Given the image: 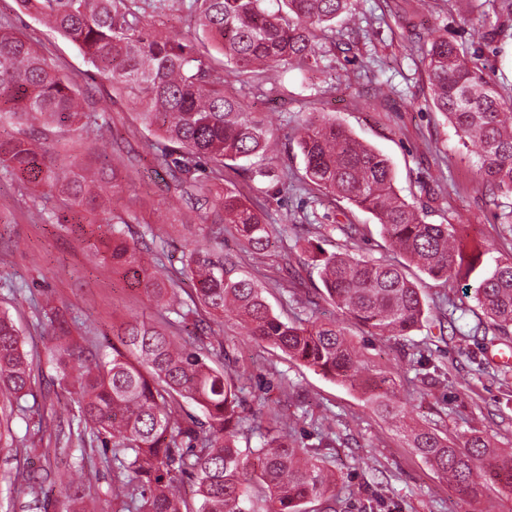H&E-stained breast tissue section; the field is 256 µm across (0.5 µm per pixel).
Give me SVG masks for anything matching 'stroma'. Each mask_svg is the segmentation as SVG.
I'll use <instances>...</instances> for the list:
<instances>
[{
	"label": "stroma",
	"instance_id": "stroma-1",
	"mask_svg": "<svg viewBox=\"0 0 512 512\" xmlns=\"http://www.w3.org/2000/svg\"><path fill=\"white\" fill-rule=\"evenodd\" d=\"M485 10L502 24L492 43L470 39L463 20L471 15L472 0H356L354 13L338 19L333 32L319 40L320 71L283 70L271 80L224 70L225 87L239 94L278 143L275 155L254 162L253 173L225 174L264 203L265 219L274 229L271 244L262 259H254L228 224L225 255L264 286L282 319L342 321L365 368L392 379L401 407V420L388 419L362 390L254 341L236 320L225 319L224 367L242 377L246 424L280 418L298 446L318 452L341 477L336 512H512L511 486L489 477L478 497H465L408 441L412 427L454 439L477 430L496 448L512 451V365L496 358L512 349V334L492 330L461 284L416 270L411 276L429 306L421 328L386 338L347 319L324 295L313 251L370 260L390 254L370 213L319 194L305 175L297 145L303 120L327 113L389 159L397 187L427 223L455 225L463 260L477 256L489 266L494 258L512 256V232L499 223L484 194L475 148L464 147L455 129L428 105L422 62L429 34H447L486 65L504 95H512V16H503L501 0H487ZM3 22L25 32L60 73L104 108L103 139L125 162L114 212L133 234L151 231L162 262L180 267L186 225L210 227L211 209L177 190L155 135L132 106L113 99L72 42L23 14L17 0H0ZM55 208V198L31 194L0 171V309L15 320L25 349L39 357L29 411L13 421V447H0V512L61 510L60 487L52 475L65 466L57 435L67 425L71 405L42 357L52 329L37 303L54 299L90 338L111 334L135 318L158 322L165 315L142 290L128 287L92 256L90 225L54 223ZM346 224L358 225L359 236L348 237L342 230ZM30 448L39 449L37 458L27 459ZM34 475L44 478L36 496L27 488Z\"/></svg>",
	"mask_w": 512,
	"mask_h": 512
}]
</instances>
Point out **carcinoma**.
Segmentation results:
<instances>
[{
    "instance_id": "carcinoma-1",
    "label": "carcinoma",
    "mask_w": 512,
    "mask_h": 512,
    "mask_svg": "<svg viewBox=\"0 0 512 512\" xmlns=\"http://www.w3.org/2000/svg\"><path fill=\"white\" fill-rule=\"evenodd\" d=\"M191 0L201 34L166 35L157 28L168 0H19L22 10L45 21L76 43L109 84L113 96L139 108L141 123L166 142L162 157L174 168L176 186L208 191L219 227L212 245L186 247L181 271L159 266L160 259L130 225L114 221L112 195L118 187L116 164L99 147L100 165L69 169L58 163L60 141L34 136L35 126L101 134L100 109L62 75L15 28L0 24V128L18 135L0 138V169L48 189L62 206L58 224H97L103 230L89 244L132 288H138L176 316L161 325L135 322L120 327L108 347H82L72 336L67 311L45 303L41 312L54 330L45 356L57 382L74 404L69 429L77 432V453L56 479L64 493V512H100L98 493L85 479V439L97 441L112 473L108 494L117 512H305L304 505L336 501L338 478L326 465L276 427H247L238 378L224 372V339L198 347L179 326L200 305L217 318L236 319L255 340L280 349L290 359L324 376L370 394L386 416L396 418L393 382L362 370L358 353L340 321L280 320L264 296L265 288L235 271L224 256V228L233 225L247 246H270L271 226L260 205L224 185V169L267 151L269 137L238 94L224 88L221 63L254 73L280 67L305 74L321 67L318 31L355 9V0ZM433 108L458 132L463 144L479 146L482 185L489 195L512 197V103L485 69L445 34L430 38L424 50ZM305 172L327 194L345 198L372 213L383 236L397 250V263L367 261L346 253L317 259L330 300L354 321L379 336H407L423 322L425 301L406 269L433 278L465 281L497 331L512 328V256L497 258L490 270L462 268L451 224H427L395 186L389 160L357 140L336 120L309 119L298 138ZM205 160L208 182L195 173ZM194 286L192 304L178 298L181 278ZM33 367L12 318L0 310V447L13 446L11 422L26 415ZM195 405L198 419L184 413ZM411 446L464 495L475 497L487 474L512 486V454L472 433L451 440L420 428ZM195 486L198 507L187 509L184 480Z\"/></svg>"
}]
</instances>
